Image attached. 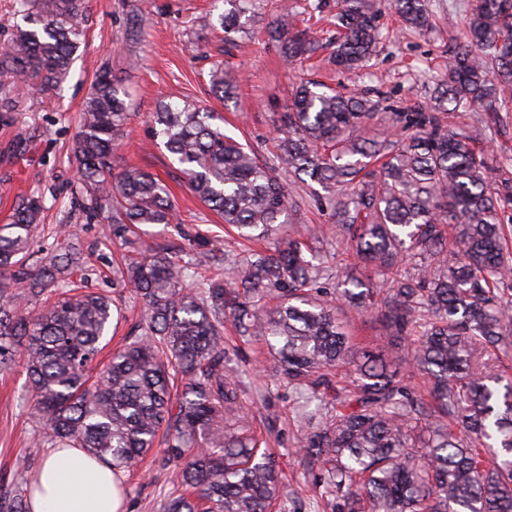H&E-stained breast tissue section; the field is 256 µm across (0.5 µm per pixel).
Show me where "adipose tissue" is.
Segmentation results:
<instances>
[{"instance_id":"ef3b65f1","label":"adipose tissue","mask_w":512,"mask_h":512,"mask_svg":"<svg viewBox=\"0 0 512 512\" xmlns=\"http://www.w3.org/2000/svg\"><path fill=\"white\" fill-rule=\"evenodd\" d=\"M31 512H125L121 481L76 448L54 449L37 474Z\"/></svg>"}]
</instances>
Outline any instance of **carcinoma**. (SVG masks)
Wrapping results in <instances>:
<instances>
[{
  "instance_id": "carcinoma-1",
  "label": "carcinoma",
  "mask_w": 512,
  "mask_h": 512,
  "mask_svg": "<svg viewBox=\"0 0 512 512\" xmlns=\"http://www.w3.org/2000/svg\"><path fill=\"white\" fill-rule=\"evenodd\" d=\"M252 0H224V41L246 33ZM32 27L0 52V73L40 78L53 89L75 60L84 0H16ZM391 9L428 29L426 0H336L334 58L341 71L366 66ZM278 0L266 29L289 61L311 57L315 39ZM512 89V0H475L465 41L423 108L387 113L392 130L368 136L377 102L305 80L280 113L274 158L259 159L224 134L217 116L162 102L154 137L178 163L195 197L237 236L265 244L230 282L203 273L208 255L181 265L155 249L124 260L114 279L142 305L143 333L94 367L114 318L112 299L79 292L88 276L66 238L34 258L46 206L29 197L0 225V365L20 355L43 441L80 448L131 470L163 443L189 493L164 512H271L284 495L275 460L244 422L240 381L226 372L224 317L241 337L260 336L277 371L309 399L333 386L336 407L301 412L297 448L319 468L337 512H512V374L498 351L512 341V255L504 249L505 205L492 193L477 134L452 128L451 110L508 109ZM127 92L101 71L86 98L70 162L81 190L73 207L114 225L182 224L167 184L112 155L131 113ZM453 108H448V105ZM328 194L336 236L347 240L367 279L337 275L334 296L320 256L284 236L294 200L285 177ZM386 295L374 300L373 281ZM348 305L371 312L424 380L417 395L384 354L358 352L336 317ZM30 489L0 494V512H30Z\"/></svg>"
}]
</instances>
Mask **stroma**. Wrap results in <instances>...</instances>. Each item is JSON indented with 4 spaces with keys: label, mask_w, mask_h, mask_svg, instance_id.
I'll return each instance as SVG.
<instances>
[{
    "label": "stroma",
    "mask_w": 512,
    "mask_h": 512,
    "mask_svg": "<svg viewBox=\"0 0 512 512\" xmlns=\"http://www.w3.org/2000/svg\"><path fill=\"white\" fill-rule=\"evenodd\" d=\"M293 3L302 13L301 28L322 41L313 60L315 79L334 88L371 89L380 108L407 111L427 103L437 79L444 76L454 47L464 40L473 0H430L433 28L423 34L406 28L394 13H385L380 47L357 77L336 69L332 49L324 43L335 31L336 0H320L316 10L307 8L306 0ZM223 11L224 0H86L76 59L56 89L42 91L36 78L4 80L19 110L12 124L0 125V225L14 203L29 195L43 197L47 223L68 225L92 270L90 288L110 295L121 310L101 363H108L113 349L137 332L138 303L129 289L112 284L116 261L160 245L184 262L193 253H211L216 257L211 270L220 273L224 254L246 256L225 232L222 219L191 193L171 155L149 132V115L160 102H188L220 114L225 134L249 144L260 159L272 158L276 120L303 71L286 61L279 43L266 35L271 0H254L250 34L231 45L225 44L217 22ZM216 66L223 67L234 85L231 98L220 99L210 89L209 73ZM105 69L128 90L133 112L113 172L137 166L161 176L183 217L179 224L141 226L125 242L113 237L107 221L70 209L79 185L69 152L91 84ZM453 121L479 132L493 182L512 179V112L494 120L482 112H461ZM290 188L297 202L293 229L325 228L319 250L329 272H336L346 245L332 231L328 209L313 197L311 185L294 181ZM224 338L230 346L229 366L241 381L248 423L266 440L288 479L282 512H325L319 470L296 452L303 429L295 418L294 388L277 372L261 338L237 336L229 326ZM50 453V445L42 441L22 361L0 368V485L24 487ZM120 478L127 512H162L168 496L182 492L174 470L161 468L154 453L137 470L121 472Z\"/></svg>",
    "instance_id": "obj_1"
}]
</instances>
